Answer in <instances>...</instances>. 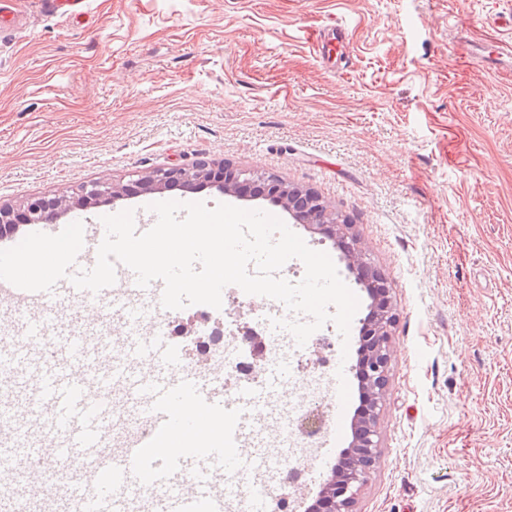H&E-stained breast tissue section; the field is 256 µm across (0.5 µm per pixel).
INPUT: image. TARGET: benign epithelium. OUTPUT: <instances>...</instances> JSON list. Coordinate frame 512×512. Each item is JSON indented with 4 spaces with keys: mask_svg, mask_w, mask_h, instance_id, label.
Listing matches in <instances>:
<instances>
[{
    "mask_svg": "<svg viewBox=\"0 0 512 512\" xmlns=\"http://www.w3.org/2000/svg\"><path fill=\"white\" fill-rule=\"evenodd\" d=\"M209 183L235 197H266L279 204L299 224L336 243L349 269L357 272L372 299L362 323L359 339V371L366 396L364 407L352 424L351 448L344 452L343 464L331 473L307 508V512H353L358 491L377 464L376 421L385 400L391 359L390 330L397 320L390 288L366 264L359 242L349 234V224H339L331 216L323 198L310 190L268 177L253 180V174L224 163L201 161L191 167L158 170L137 179L144 193L161 192L177 184ZM129 191L125 184L94 183L82 188L74 198L36 196L20 206L0 205V238L12 236L23 224H47L74 210H85L106 199L115 200Z\"/></svg>",
    "mask_w": 512,
    "mask_h": 512,
    "instance_id": "7a95c632",
    "label": "benign epithelium"
}]
</instances>
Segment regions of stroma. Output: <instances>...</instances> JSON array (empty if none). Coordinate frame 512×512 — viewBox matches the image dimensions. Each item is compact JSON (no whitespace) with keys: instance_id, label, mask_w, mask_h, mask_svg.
Segmentation results:
<instances>
[{"instance_id":"obj_1","label":"stroma","mask_w":512,"mask_h":512,"mask_svg":"<svg viewBox=\"0 0 512 512\" xmlns=\"http://www.w3.org/2000/svg\"><path fill=\"white\" fill-rule=\"evenodd\" d=\"M0 202L224 161L311 189L392 287L378 463L355 512H512V0H14ZM345 36H332L334 25ZM265 297L227 286L225 337ZM326 346L280 344V396ZM24 362L0 431L32 442Z\"/></svg>"}]
</instances>
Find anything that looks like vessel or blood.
<instances>
[{
  "instance_id": "1",
  "label": "vessel or blood",
  "mask_w": 512,
  "mask_h": 512,
  "mask_svg": "<svg viewBox=\"0 0 512 512\" xmlns=\"http://www.w3.org/2000/svg\"><path fill=\"white\" fill-rule=\"evenodd\" d=\"M105 235L101 220L87 221L84 244L75 267L91 269ZM164 284L153 281L139 288L134 272L117 265L116 282L99 293L109 305L114 323L126 326L137 306L159 299ZM90 293L60 280L52 292H29L0 280V308L6 309L25 341L38 371L30 385L36 406L45 412L51 436L32 449L29 482L39 485L43 472L59 460L82 464L72 478L68 498L72 512H226L219 481L224 472L244 466L258 472L254 453L260 440L255 399L249 390L228 396L221 371H196L177 366L169 342L141 335L126 342L130 354L148 352L164 363L159 373L128 374L113 366L110 352L92 346L78 324L90 318ZM64 331L63 340L43 344L46 329ZM133 396L139 404L140 432L121 444L123 466H116L109 448L114 437L110 400L113 389ZM204 415L202 427L181 425V402ZM228 428L233 445L195 447L205 428ZM157 496L143 498L144 488Z\"/></svg>"
}]
</instances>
